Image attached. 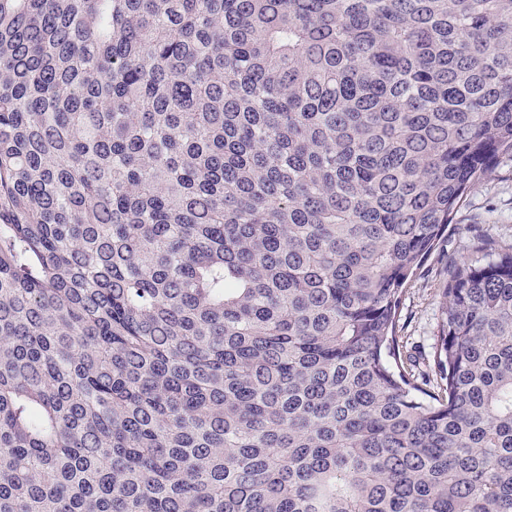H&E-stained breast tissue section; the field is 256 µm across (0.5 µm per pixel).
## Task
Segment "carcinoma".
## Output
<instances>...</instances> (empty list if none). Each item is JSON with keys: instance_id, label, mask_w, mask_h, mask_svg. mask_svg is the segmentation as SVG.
Masks as SVG:
<instances>
[{"instance_id": "1", "label": "carcinoma", "mask_w": 512, "mask_h": 512, "mask_svg": "<svg viewBox=\"0 0 512 512\" xmlns=\"http://www.w3.org/2000/svg\"><path fill=\"white\" fill-rule=\"evenodd\" d=\"M512 0H0V512H512ZM478 237L512 244V157H502L468 193L450 224L443 247L419 268L406 289L400 313V335L414 356L418 371L428 368L439 331L448 281V259L468 257Z\"/></svg>"}]
</instances>
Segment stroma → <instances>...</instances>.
<instances>
[{
  "instance_id": "obj_1",
  "label": "stroma",
  "mask_w": 512,
  "mask_h": 512,
  "mask_svg": "<svg viewBox=\"0 0 512 512\" xmlns=\"http://www.w3.org/2000/svg\"><path fill=\"white\" fill-rule=\"evenodd\" d=\"M480 237L512 244V157H502L468 193L450 225L443 247L419 268L408 286L400 313V334L416 361L427 369L439 331L449 258L470 256Z\"/></svg>"
}]
</instances>
